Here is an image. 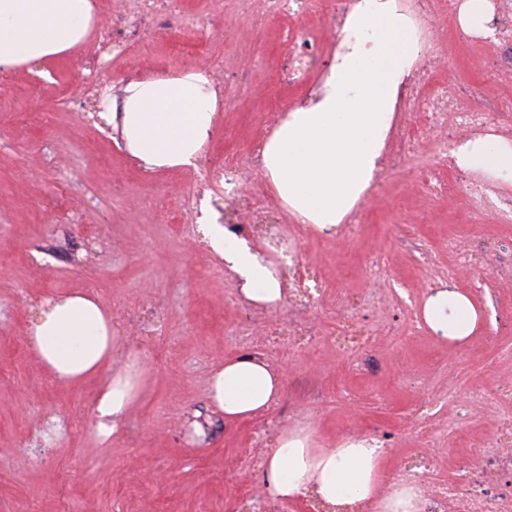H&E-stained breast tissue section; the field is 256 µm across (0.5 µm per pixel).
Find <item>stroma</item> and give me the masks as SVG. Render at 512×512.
Returning <instances> with one entry per match:
<instances>
[{
    "instance_id": "stroma-1",
    "label": "stroma",
    "mask_w": 512,
    "mask_h": 512,
    "mask_svg": "<svg viewBox=\"0 0 512 512\" xmlns=\"http://www.w3.org/2000/svg\"><path fill=\"white\" fill-rule=\"evenodd\" d=\"M181 7L211 14L214 27L193 39L176 28L147 30L118 58L95 36L47 63L43 75L0 68V512H242L267 450L293 429L318 448L337 447L356 430L377 434L387 480L427 454L416 433L423 424L441 437L435 477L457 479L470 451L451 424L464 422L472 439L488 437L497 418L471 392L512 384V359L500 354L512 346V224L496 223L492 209L474 212L466 184L475 173L452 164L440 178L453 190L435 198L417 185L411 161L386 159L358 223L332 236L296 224L263 174L243 172L255 202L276 208L281 228L300 240L280 269L315 297L323 334L303 354L269 342L288 308L242 302L223 259L199 244L200 203L186 197L199 170H145L86 100L130 74L150 76L160 60L171 74L205 71L237 102L217 110L204 154L243 155L306 99L336 54L324 47L307 78L291 81L282 72L285 33L264 18L261 0L247 13L234 0ZM434 23L448 61L431 83L512 99V83L497 80L505 57L497 39L473 50V35L444 7ZM77 93L83 104L60 109ZM63 211L76 222L59 223ZM459 237L473 254L492 250V263L462 265L452 248ZM436 288L473 301L479 322L470 337L451 340L421 319L409 324V312H421ZM372 290L389 303L361 313L377 329L371 347L337 351V295ZM75 292L96 295L111 313L119 360L147 355L135 399L105 440L93 411L112 368L81 382L58 379L29 338L33 312ZM155 319L161 331L143 335ZM248 352L283 371L284 390L264 415L230 424L211 404L209 377L224 357ZM416 407L423 413L414 422Z\"/></svg>"
}]
</instances>
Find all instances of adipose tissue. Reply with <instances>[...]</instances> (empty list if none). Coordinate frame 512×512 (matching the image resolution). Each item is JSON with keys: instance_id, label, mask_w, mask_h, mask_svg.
I'll return each instance as SVG.
<instances>
[{"instance_id": "ef3b65f1", "label": "adipose tissue", "mask_w": 512, "mask_h": 512, "mask_svg": "<svg viewBox=\"0 0 512 512\" xmlns=\"http://www.w3.org/2000/svg\"><path fill=\"white\" fill-rule=\"evenodd\" d=\"M91 0H0V67H30L83 45L99 27ZM345 50L315 98L287 113L260 149L264 175L296 223L325 233L353 213L381 170L399 85L417 57L411 25L390 0H360L343 29ZM219 89L209 75L130 76L101 105L127 151L145 169L196 166L209 140ZM458 166L512 180V143L494 136L466 140L454 151ZM213 250L239 283L248 303L279 306L286 283L258 246L232 234L204 212ZM425 322L443 336H471L478 313L460 293L436 292L423 307ZM32 346L55 377L78 381L111 363L118 339L112 319L90 295L75 293L42 310L31 327ZM284 388L283 374L262 354L225 358L210 377L209 393L225 421L266 412ZM135 389L132 364L116 370L95 404L100 437L115 434ZM383 450L355 438L315 448L308 435L282 434L264 459L267 492L296 499L306 492L331 507L378 501L384 512H414L415 487L383 490Z\"/></svg>"}]
</instances>
